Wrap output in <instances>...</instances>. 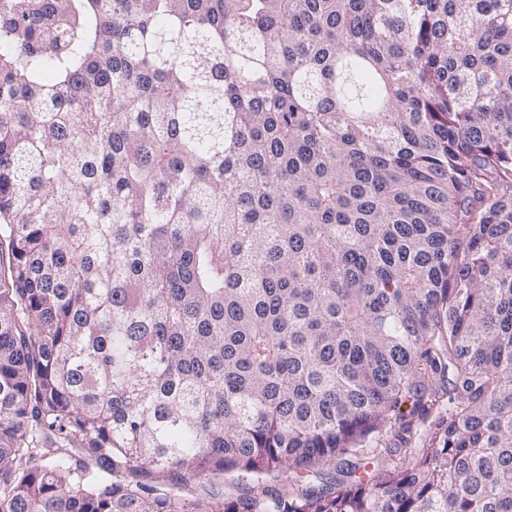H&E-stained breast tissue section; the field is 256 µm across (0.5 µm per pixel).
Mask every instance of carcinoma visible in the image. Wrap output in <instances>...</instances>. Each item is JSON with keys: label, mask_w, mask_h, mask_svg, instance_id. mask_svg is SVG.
Segmentation results:
<instances>
[{"label": "carcinoma", "mask_w": 512, "mask_h": 512, "mask_svg": "<svg viewBox=\"0 0 512 512\" xmlns=\"http://www.w3.org/2000/svg\"><path fill=\"white\" fill-rule=\"evenodd\" d=\"M0 42V512H512V0Z\"/></svg>", "instance_id": "cac0c4a2"}]
</instances>
